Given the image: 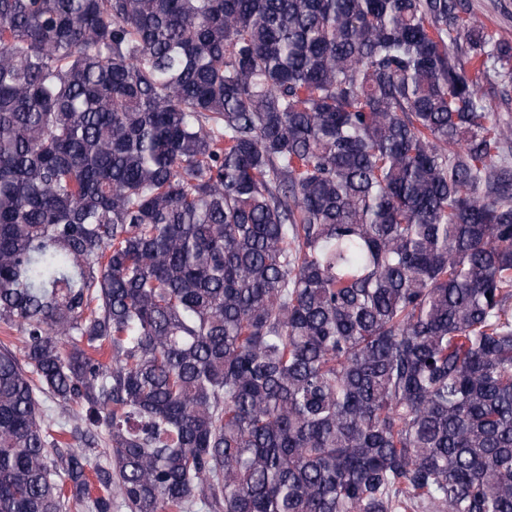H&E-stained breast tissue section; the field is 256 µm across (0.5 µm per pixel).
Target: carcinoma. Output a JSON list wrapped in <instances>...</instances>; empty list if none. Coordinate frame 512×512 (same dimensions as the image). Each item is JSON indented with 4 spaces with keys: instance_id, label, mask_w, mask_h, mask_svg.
Here are the masks:
<instances>
[{
    "instance_id": "cac0c4a2",
    "label": "carcinoma",
    "mask_w": 512,
    "mask_h": 512,
    "mask_svg": "<svg viewBox=\"0 0 512 512\" xmlns=\"http://www.w3.org/2000/svg\"><path fill=\"white\" fill-rule=\"evenodd\" d=\"M509 83L464 0H0V512H512Z\"/></svg>"
}]
</instances>
